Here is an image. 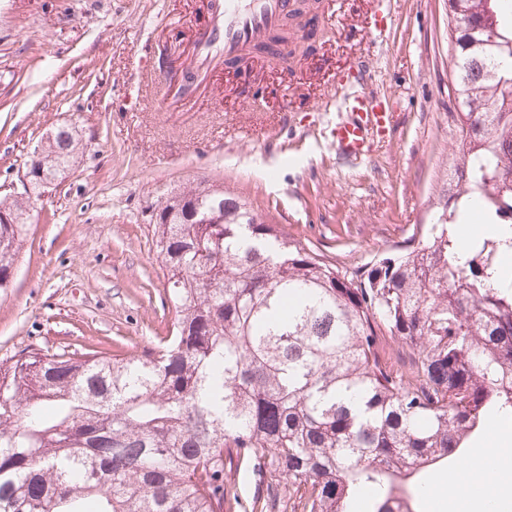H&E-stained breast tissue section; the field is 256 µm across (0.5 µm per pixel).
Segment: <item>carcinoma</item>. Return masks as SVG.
I'll return each instance as SVG.
<instances>
[{"label": "carcinoma", "instance_id": "cac0c4a2", "mask_svg": "<svg viewBox=\"0 0 512 512\" xmlns=\"http://www.w3.org/2000/svg\"><path fill=\"white\" fill-rule=\"evenodd\" d=\"M494 27L456 48L464 172L439 223L373 265L336 261L197 184L153 234L171 285L168 335L136 352L34 349L0 365V512H418L432 471L468 462L489 416L512 422V238L460 261L448 224L472 194L512 225V0H465ZM83 149L57 126L27 167L57 185ZM0 289L28 235V201H0ZM259 477L240 501L230 476Z\"/></svg>", "mask_w": 512, "mask_h": 512}]
</instances>
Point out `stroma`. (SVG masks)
I'll return each instance as SVG.
<instances>
[{"mask_svg":"<svg viewBox=\"0 0 512 512\" xmlns=\"http://www.w3.org/2000/svg\"><path fill=\"white\" fill-rule=\"evenodd\" d=\"M333 2L327 42L288 76L258 60L263 105L194 96L163 112L167 48L146 39L179 32L186 0H0V197L24 194L25 163L51 127L75 125L86 146L57 191L33 201L0 292V364L31 346L130 352L166 335L152 224L196 179L351 270L422 240L460 158L448 0ZM357 60L394 126L370 157L340 162L329 131ZM285 104L294 122L274 126ZM259 117L271 122L263 138L225 139V127Z\"/></svg>","mask_w":512,"mask_h":512,"instance_id":"stroma-1","label":"stroma"}]
</instances>
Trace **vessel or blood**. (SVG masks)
Wrapping results in <instances>:
<instances>
[{
    "label": "vessel or blood",
    "mask_w": 512,
    "mask_h": 512,
    "mask_svg": "<svg viewBox=\"0 0 512 512\" xmlns=\"http://www.w3.org/2000/svg\"><path fill=\"white\" fill-rule=\"evenodd\" d=\"M294 0H218L206 24L194 31L187 68L192 78L208 82L225 78V92L240 107H247L251 82L244 78L252 69L255 51L279 61L276 41ZM339 108L344 116L331 128L338 155L345 159L368 157L376 139L392 130L391 113L379 111L373 101L354 93L343 95Z\"/></svg>",
    "instance_id": "b4317fda"
}]
</instances>
